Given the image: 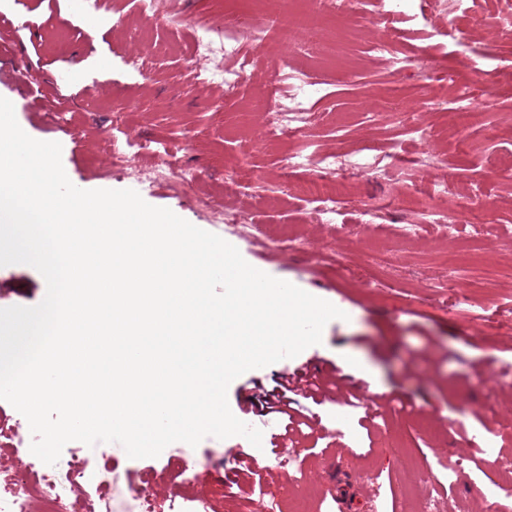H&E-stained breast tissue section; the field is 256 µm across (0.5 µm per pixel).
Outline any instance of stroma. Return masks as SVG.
I'll list each match as a JSON object with an SVG mask.
<instances>
[{
	"instance_id": "stroma-1",
	"label": "stroma",
	"mask_w": 512,
	"mask_h": 512,
	"mask_svg": "<svg viewBox=\"0 0 512 512\" xmlns=\"http://www.w3.org/2000/svg\"><path fill=\"white\" fill-rule=\"evenodd\" d=\"M366 2L346 0L326 23L344 40L318 59L320 37L300 29L316 0H267L279 26L232 93L195 75V34L223 27L227 0H180L174 25L145 24L139 0H97L90 13L76 0H0V97L30 137L61 144L72 184L135 190L346 314L325 326L321 344L229 385L232 413L263 432L253 451L270 468L263 479L226 471L237 436L142 459L103 444L96 470L117 475L125 496L151 498L154 512L196 497L212 512H512L500 498L512 487V375L498 373L512 363V184L492 173L494 161H512V41L469 20L475 9L512 10V0H462L456 12L443 4L394 23L397 52L429 48L427 65L401 73L369 56L380 32ZM20 13L29 28L15 25ZM490 60L499 81L488 104L460 114L459 88ZM277 63L321 85L309 102L314 121L291 144L259 134L262 104L292 105L267 98ZM409 112L433 126V139L406 124ZM115 137L129 141L125 156L111 155ZM294 150L366 154L380 171L350 177L335 221L321 223L303 190L319 171L289 169ZM174 160L190 173L178 186L158 176ZM444 170L454 177L447 198H418L416 187ZM475 189L489 201L478 211L464 202ZM432 210L455 236L430 223ZM366 211L373 223H362ZM410 224L418 231L408 236ZM476 224L486 233L475 239ZM286 237L303 240L304 252L283 249ZM46 290L31 266L0 267V308L38 305ZM287 371L327 383L340 372L364 377L385 400L380 416L363 423L342 387L303 398L311 431L286 445L278 418L249 412L245 397ZM473 434L493 442L497 466L467 444Z\"/></svg>"
}]
</instances>
